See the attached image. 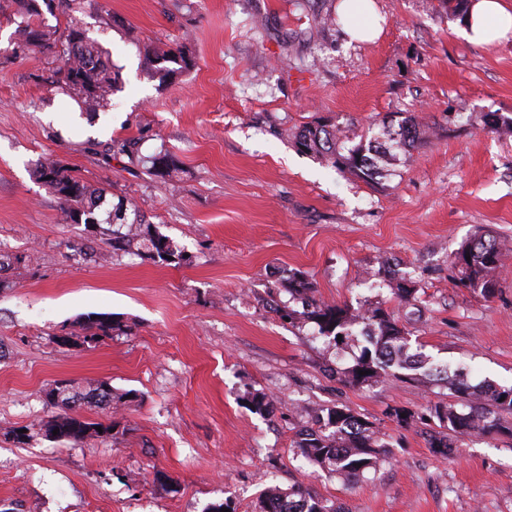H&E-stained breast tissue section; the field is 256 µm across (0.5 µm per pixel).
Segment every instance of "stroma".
<instances>
[{"label":"stroma","mask_w":512,"mask_h":512,"mask_svg":"<svg viewBox=\"0 0 512 512\" xmlns=\"http://www.w3.org/2000/svg\"><path fill=\"white\" fill-rule=\"evenodd\" d=\"M341 0H53L48 24L76 22L119 75L105 108L76 112L53 72L58 50L13 52V0H0V512H205L230 501L259 512L264 489L309 488L342 512H512V409L491 434L456 436V455L428 444L434 406H462L450 380L476 392L512 386V262L495 292L465 287L452 261L485 235L512 244V34L485 46L459 35L457 0H374L379 36L350 40ZM184 52L161 78L147 47ZM417 117L423 137L392 145L369 182L298 150L317 122L346 146L377 124ZM168 154L147 174L108 141ZM51 157L108 189L183 250L177 263L113 250L67 221L30 175ZM93 247L91 258L78 249ZM317 300L380 307L410 350L447 369L352 382L365 343L319 335L288 288ZM415 291L399 303L396 284ZM105 313L112 336L66 346L78 320ZM103 381L114 400L78 415L114 432L79 447L9 431L53 415L48 390ZM270 411H254L250 393ZM339 406L371 424L387 457L346 481L311 467L296 442ZM402 410L407 423H398Z\"/></svg>","instance_id":"35a3bbf8"}]
</instances>
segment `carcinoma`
Masks as SVG:
<instances>
[{"mask_svg":"<svg viewBox=\"0 0 512 512\" xmlns=\"http://www.w3.org/2000/svg\"><path fill=\"white\" fill-rule=\"evenodd\" d=\"M17 4V14L22 21L17 23L15 40L17 48L25 55L41 53L53 47L61 48V65L54 71L53 83L66 95L72 97L85 112L96 113L107 103L108 96L116 85L118 76L112 74V67L105 60L97 40L88 36L86 30L73 24L65 27L48 26L44 23L38 0H13ZM146 58L151 69L162 77L175 72L169 64H180L186 69L189 60L159 46L146 50ZM421 125L411 118L404 119L397 130L384 125L381 135L401 144H411L420 138ZM296 147L307 153L321 155L331 164L342 170L357 173L365 180L391 164L394 156L387 153H374V147L361 145L346 147L336 136V131L325 125L305 126L295 136ZM148 171L165 177L173 168L166 154L150 158ZM33 177L48 187L58 200L66 219L75 222V216L82 210L89 211L95 218L92 226L99 227L111 223V213H118V220H126L127 206L120 203L110 207L106 191L93 187L72 175V170L57 160L46 157L35 164ZM112 248L146 255L153 260L166 261L182 257V251L167 236L160 234L153 225L140 217H135L127 225V232L112 238ZM503 263V247L494 239L476 236L462 246L455 256L454 264L460 268L462 281L469 288H479L486 296L495 291L493 273ZM292 291L307 299L306 317L318 326L321 335L332 340L337 336L349 335L351 328L359 323L369 326L368 346L362 351L350 375L355 382L388 375L392 367L412 368V356L407 354V341L397 323L381 308L352 312L335 305L319 303L310 297L311 285L299 277L290 282ZM83 341H95L98 337L112 335L118 328L112 316L97 313L86 315L78 321ZM95 404L109 407L112 404V388L104 383L91 384L84 391L62 399L48 400L50 406L58 409L57 414L42 422L40 428L57 429L78 445L88 439L110 434L112 425H102L74 416L71 413L76 403ZM507 406L512 408V387L502 391L488 389L484 394H476L468 404V411H458L454 406H436L432 409L440 423L441 430L430 435L429 445L443 456L456 452L452 435L465 433L491 434L499 430L498 419L492 415L490 407ZM318 428L302 429L298 433L297 448L313 465L327 469L336 476L351 480L373 468L385 453L384 445L373 437L369 423L362 421L349 410L341 407L327 409L326 415L318 417ZM101 430H96V427ZM260 512H341L328 507L308 490L297 487L285 492L277 487L266 489L260 500Z\"/></svg>","mask_w":512,"mask_h":512,"instance_id":"obj_1","label":"carcinoma"}]
</instances>
